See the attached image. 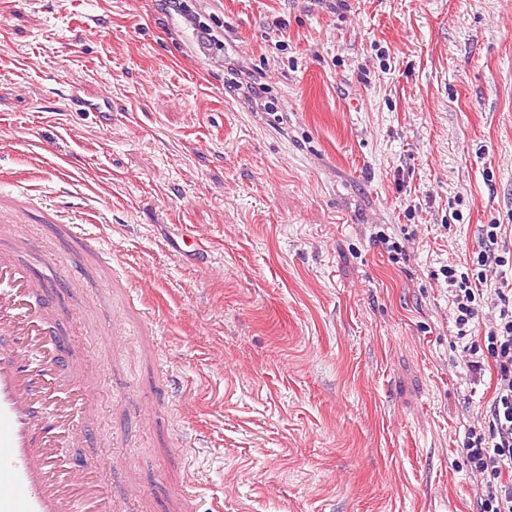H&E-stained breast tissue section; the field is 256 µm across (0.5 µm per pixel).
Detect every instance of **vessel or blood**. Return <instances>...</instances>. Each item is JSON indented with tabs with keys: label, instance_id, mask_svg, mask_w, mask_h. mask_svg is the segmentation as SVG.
<instances>
[{
	"label": "vessel or blood",
	"instance_id": "obj_1",
	"mask_svg": "<svg viewBox=\"0 0 512 512\" xmlns=\"http://www.w3.org/2000/svg\"><path fill=\"white\" fill-rule=\"evenodd\" d=\"M77 287L48 258L20 261L0 250V512H123L101 488L96 474L65 453L86 435L78 418L91 412L92 396L63 394L55 372L69 362L63 333L47 312L40 272ZM195 479L183 481L175 512H192Z\"/></svg>",
	"mask_w": 512,
	"mask_h": 512
}]
</instances>
